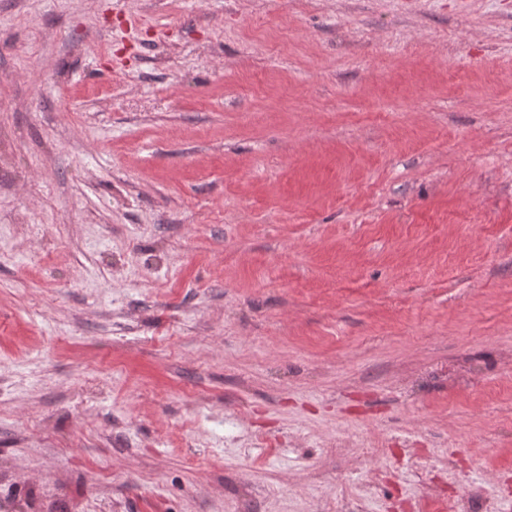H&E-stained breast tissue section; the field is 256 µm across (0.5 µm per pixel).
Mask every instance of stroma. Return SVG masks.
<instances>
[{"instance_id": "35a3bbf8", "label": "stroma", "mask_w": 512, "mask_h": 512, "mask_svg": "<svg viewBox=\"0 0 512 512\" xmlns=\"http://www.w3.org/2000/svg\"><path fill=\"white\" fill-rule=\"evenodd\" d=\"M512 512V0H0V512Z\"/></svg>"}]
</instances>
